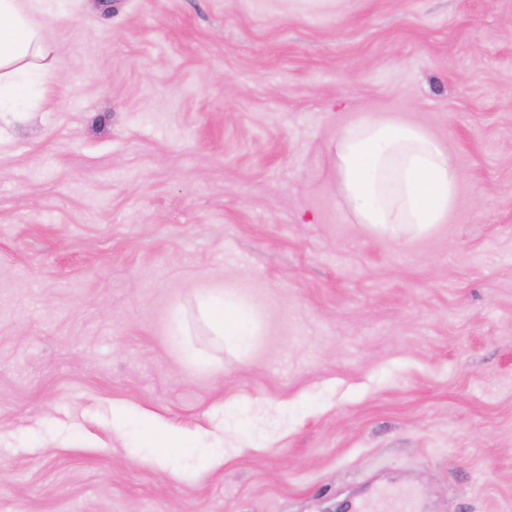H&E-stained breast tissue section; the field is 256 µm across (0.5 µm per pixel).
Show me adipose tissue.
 <instances>
[{
  "mask_svg": "<svg viewBox=\"0 0 512 512\" xmlns=\"http://www.w3.org/2000/svg\"><path fill=\"white\" fill-rule=\"evenodd\" d=\"M45 0H0V112L18 111L48 79L53 46L37 18ZM336 171L358 221L383 234H427L458 201L459 175L447 149L415 123L363 116L336 144ZM199 321L225 345L258 335L255 308L230 297L196 302Z\"/></svg>",
  "mask_w": 512,
  "mask_h": 512,
  "instance_id": "obj_1",
  "label": "adipose tissue"
}]
</instances>
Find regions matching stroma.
<instances>
[{
    "instance_id": "stroma-1",
    "label": "stroma",
    "mask_w": 512,
    "mask_h": 512,
    "mask_svg": "<svg viewBox=\"0 0 512 512\" xmlns=\"http://www.w3.org/2000/svg\"><path fill=\"white\" fill-rule=\"evenodd\" d=\"M0 112V512H512V0H46ZM421 125L458 202L358 222L336 141ZM224 292L246 350L173 336ZM185 446L143 447L147 419ZM222 465L201 470L203 456ZM423 505L417 491L376 487L357 501L352 512H421Z\"/></svg>"
}]
</instances>
